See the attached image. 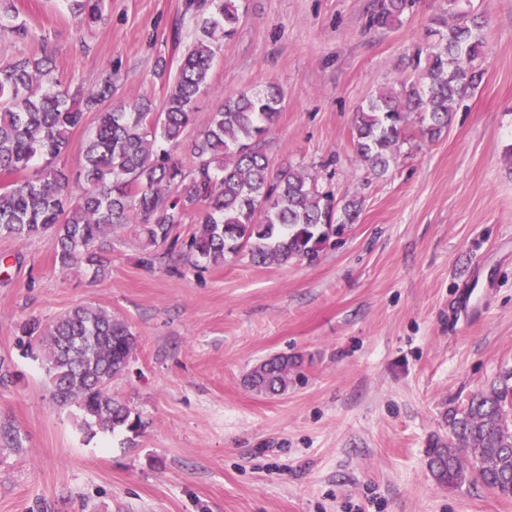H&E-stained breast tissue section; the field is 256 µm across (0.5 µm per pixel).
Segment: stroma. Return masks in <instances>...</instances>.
Masks as SVG:
<instances>
[{
	"mask_svg": "<svg viewBox=\"0 0 512 512\" xmlns=\"http://www.w3.org/2000/svg\"><path fill=\"white\" fill-rule=\"evenodd\" d=\"M32 36L0 28V63L49 44L63 77L115 100L162 101L158 60L175 74L192 29L185 0H106L87 28L64 0H10ZM244 16L198 97L189 135L225 99L276 83L284 108L266 136L273 164L316 173L360 215L313 263L185 264L169 245L143 264L131 231L102 278L65 271L51 241L0 236V512H512L481 484L439 486L427 450L512 369V0H470L485 15V74L439 139L404 142L382 176L356 161V114L412 84L404 60L426 45L445 0H416L400 24L369 27L373 0H242ZM92 303L139 342L112 395L139 434L89 435L58 406L41 356L17 344L29 318ZM301 358L281 395L243 378L277 354Z\"/></svg>",
	"mask_w": 512,
	"mask_h": 512,
	"instance_id": "stroma-1",
	"label": "stroma"
}]
</instances>
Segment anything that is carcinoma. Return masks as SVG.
<instances>
[{
  "instance_id": "1",
  "label": "carcinoma",
  "mask_w": 512,
  "mask_h": 512,
  "mask_svg": "<svg viewBox=\"0 0 512 512\" xmlns=\"http://www.w3.org/2000/svg\"><path fill=\"white\" fill-rule=\"evenodd\" d=\"M89 27L101 18L104 0H65ZM415 0H375L369 25L390 28ZM450 20L438 19L432 40L408 65L420 86L387 89L357 113L351 147L375 174L387 173L405 141L412 112L420 133L438 139L463 97L483 79L484 24L448 0ZM195 16L192 42L160 105L145 97L97 113L92 136L81 149L76 177L60 164L85 113L112 99V76L93 88L64 81L48 49L39 58L0 65V235L21 241L48 238L55 263L93 277L107 275L112 239L132 230L149 248L166 244L176 227L195 219L186 245L194 261L222 264L226 254L247 252L258 265L316 260L330 237L351 224L362 201L336 202L316 174L299 165L273 168L263 141L284 107L275 83L245 89L224 101L191 143L192 164L175 159L192 121L197 97L207 87L214 60L241 22L237 0H187ZM33 170L30 176L23 175ZM21 346L37 340L52 395L76 406L81 427L93 432L137 433L140 415L114 399L112 380L123 376L138 338L106 309L77 305L45 327L35 318L19 325ZM298 362L277 355L257 363L247 385L265 395L288 389ZM512 370L467 407L446 415L452 442L437 439L428 466L442 487L480 482L512 496Z\"/></svg>"
}]
</instances>
